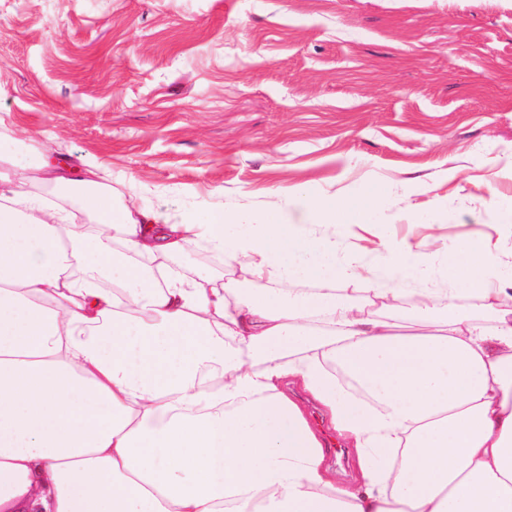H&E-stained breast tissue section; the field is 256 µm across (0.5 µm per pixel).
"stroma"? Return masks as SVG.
<instances>
[{
	"mask_svg": "<svg viewBox=\"0 0 512 512\" xmlns=\"http://www.w3.org/2000/svg\"><path fill=\"white\" fill-rule=\"evenodd\" d=\"M0 124L169 215L364 190L393 244L512 253V0H0Z\"/></svg>",
	"mask_w": 512,
	"mask_h": 512,
	"instance_id": "35a3bbf8",
	"label": "stroma"
}]
</instances>
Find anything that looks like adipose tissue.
<instances>
[{
    "instance_id": "1",
    "label": "adipose tissue",
    "mask_w": 512,
    "mask_h": 512,
    "mask_svg": "<svg viewBox=\"0 0 512 512\" xmlns=\"http://www.w3.org/2000/svg\"><path fill=\"white\" fill-rule=\"evenodd\" d=\"M12 140L0 124V512H512V259L484 236L368 263L340 234L376 195L298 187L292 215L170 218L115 202L100 166L31 163ZM35 181L86 193L51 204ZM193 247L251 286L149 267ZM354 279L365 305L336 293ZM408 281L439 332L391 322ZM292 385L352 441V483Z\"/></svg>"
}]
</instances>
